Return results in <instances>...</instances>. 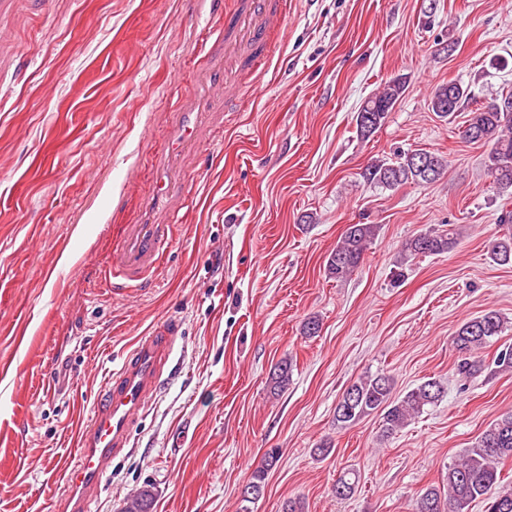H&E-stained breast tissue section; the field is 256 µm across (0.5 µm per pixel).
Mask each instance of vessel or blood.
Returning a JSON list of instances; mask_svg holds the SVG:
<instances>
[{
  "instance_id": "vessel-or-blood-1",
  "label": "vessel or blood",
  "mask_w": 512,
  "mask_h": 512,
  "mask_svg": "<svg viewBox=\"0 0 512 512\" xmlns=\"http://www.w3.org/2000/svg\"><path fill=\"white\" fill-rule=\"evenodd\" d=\"M288 0H237L224 16L223 109L197 112L181 106L166 126V143L151 160L155 175L150 193L139 196L144 222L124 225L103 270L101 287L129 294L144 287L159 270L169 244L193 202L187 170L196 161L192 147L217 142L241 103L261 90L280 47ZM179 328L163 322L136 343L122 367L112 372L88 418L74 432L75 453L64 471L66 494L61 512H92L114 456L128 448L136 420L148 408L166 372Z\"/></svg>"
}]
</instances>
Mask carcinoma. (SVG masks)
I'll return each mask as SVG.
<instances>
[{
	"label": "carcinoma",
	"instance_id": "cac0c4a2",
	"mask_svg": "<svg viewBox=\"0 0 512 512\" xmlns=\"http://www.w3.org/2000/svg\"><path fill=\"white\" fill-rule=\"evenodd\" d=\"M405 92V82L394 78L383 91L368 97L356 113L358 137L369 138L386 122L394 105ZM475 102L469 118L462 126L461 136L471 143L491 145L485 167L502 192L512 189V91L495 94L482 101L475 100L469 88L459 81L436 87L431 93V108L441 118H452ZM448 159L438 153L414 149L399 152L393 159L374 160L362 171L365 182L391 189L406 183L430 184L444 174ZM374 224H349L341 240L329 254L325 274L338 282L348 279L362 264L374 240ZM462 228L455 224L446 229L422 231L402 246L399 265L427 255H441L455 248ZM490 259L498 265H512V211L499 217L498 235L488 243ZM505 319L496 310H487L460 325L453 337L458 352V371L472 377L484 367L478 356L493 338L502 335ZM293 375V360L284 358L269 373L270 394L278 396L288 389ZM394 380L381 372L365 375L346 387L336 404L335 419L340 428L357 425L363 418L378 413L382 416V435L389 436L411 418L435 405L444 390L440 382L429 379L403 396L393 397ZM512 459V410L491 422L478 436L474 445L464 450L459 459L448 465L446 485L429 486L421 490L415 512H469L476 502L485 504V512H512V489L499 487L498 464ZM280 460L279 449H268L247 483L254 492L240 498L237 512H250L249 504L259 499L265 490L268 473ZM356 471L347 469L336 480L334 492L340 499L351 498L358 486ZM152 495L143 490L128 502L123 512H151Z\"/></svg>",
	"mask_w": 512,
	"mask_h": 512
}]
</instances>
